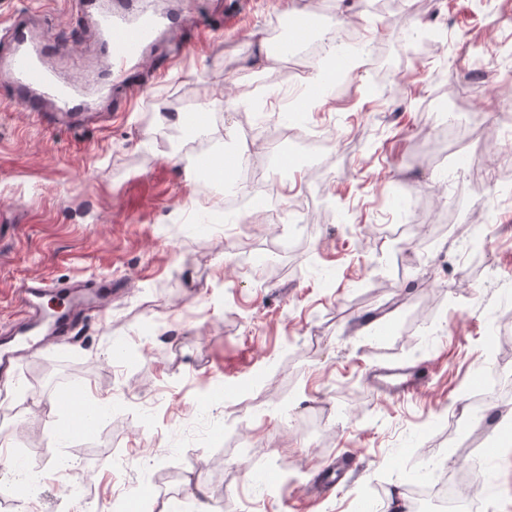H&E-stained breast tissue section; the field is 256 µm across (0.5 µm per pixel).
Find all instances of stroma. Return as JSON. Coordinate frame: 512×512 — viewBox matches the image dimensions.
I'll return each mask as SVG.
<instances>
[{
    "label": "stroma",
    "mask_w": 512,
    "mask_h": 512,
    "mask_svg": "<svg viewBox=\"0 0 512 512\" xmlns=\"http://www.w3.org/2000/svg\"><path fill=\"white\" fill-rule=\"evenodd\" d=\"M200 21L181 55L158 44L134 68L131 101L108 97L81 129L44 130L0 105V327L29 278L107 279L115 294L72 343L32 355L0 393V487L37 480L0 512H387L415 479H464L471 435L484 512H512V198L452 179L445 104L482 109L471 149L495 143L512 72L474 73L473 58L512 51V0H184ZM360 50L340 94L275 79L273 26L304 13ZM25 17L64 43L48 64L83 81L104 59L70 0H0L4 28ZM441 40L412 48L413 31ZM384 79L387 94L374 93ZM293 100L303 124L255 111ZM204 113L202 128L174 125ZM250 126L251 151L232 134ZM344 166H278L263 147L312 130ZM248 156L264 172L242 209L233 181L195 174L200 159ZM305 206L307 229L290 234ZM277 218H270L269 210ZM494 212L480 259L461 229ZM293 235L285 252L280 237ZM415 367L421 393L373 391L377 367ZM78 386L103 407L85 433L59 395ZM494 449L486 458L485 449ZM360 468L330 492L310 486L340 455Z\"/></svg>",
    "instance_id": "35a3bbf8"
}]
</instances>
